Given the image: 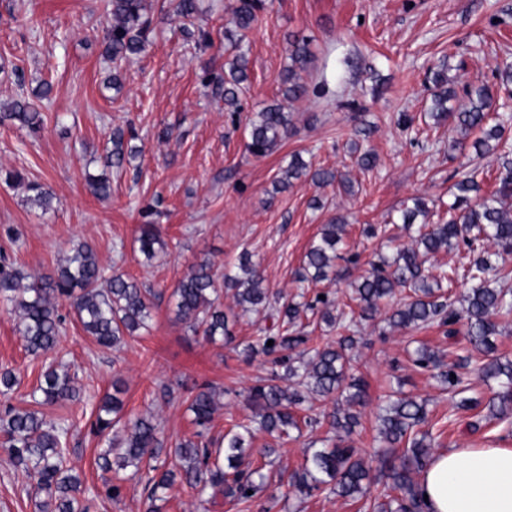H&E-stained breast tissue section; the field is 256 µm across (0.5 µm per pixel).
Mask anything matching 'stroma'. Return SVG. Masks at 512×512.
Segmentation results:
<instances>
[{
  "mask_svg": "<svg viewBox=\"0 0 512 512\" xmlns=\"http://www.w3.org/2000/svg\"><path fill=\"white\" fill-rule=\"evenodd\" d=\"M231 2L200 0L191 29L208 33L205 45L187 38L178 24L159 23L146 51L123 65L117 92L104 86L112 69L103 55L104 0H0V104L40 84L51 87L41 102L38 133L0 124V262L35 274L56 267L74 244L86 241L106 272L125 274L154 292L146 328L120 348L96 346L73 316L62 327L55 359L75 375L80 398L42 411L79 426L65 461L85 483L86 512L145 509L143 487L133 481L123 483L118 499L99 496L96 459L105 442L90 434L89 425L113 382L122 385L125 413L153 417L164 447L171 448L197 430L188 409L194 388L209 384L221 391V406L207 430L219 438L247 421L245 394L270 375L265 356L243 352L270 321L263 312L241 313L232 290L220 291L228 316L225 338L205 341L177 318L171 292L193 263L208 258L218 274H231L247 253L265 286L283 299L302 291L310 299L325 294L347 302L351 282L365 273L387 237L409 244L408 233L390 225L391 215L416 196L434 214L454 200L455 175L467 159L449 150L451 128L434 126L427 116L433 71L447 65L456 106H469V90L486 85L494 109L512 115L498 73L512 64V0H267L243 42L250 71L237 112L227 111L205 84L222 70ZM292 35L310 44L312 62L302 74L307 92L287 104L293 119L287 139L271 154L255 156L246 149L247 126L256 112L282 101L280 75L289 64ZM127 124L141 153L112 174L111 197L99 199L86 176L102 173L112 129ZM364 124L373 129L365 146L376 155L369 170L357 165L354 150L355 130ZM295 154L313 167L345 173L351 192L298 181L274 193ZM15 170L23 182L6 183ZM30 181L51 194L49 210L29 201ZM315 199L322 209H312ZM338 213L348 221L341 278L300 290L304 255L321 225ZM144 224L158 225L165 243L151 260L136 242ZM369 225L377 236L364 235ZM390 307L383 302L375 319L359 326L362 341L352 352V372L368 392L358 409L357 447H378V406L393 395L427 400L434 450L512 448V418H493L487 408L498 395V381L474 379L472 395L480 407L456 408L432 371L418 368L412 358L424 344L451 362L464 354L463 344L449 343L436 326L390 330ZM45 364L26 351L17 316L0 303V370L11 369L19 379L13 392L0 396V413L9 406L32 407ZM327 431L323 425L277 442L255 432L252 461H260L270 445L277 460L250 508L220 494L203 502L177 485L163 512H367L364 501L326 491L302 499L290 485L308 448ZM35 500L24 470L0 450V512H37Z\"/></svg>",
  "mask_w": 512,
  "mask_h": 512,
  "instance_id": "obj_1",
  "label": "stroma"
}]
</instances>
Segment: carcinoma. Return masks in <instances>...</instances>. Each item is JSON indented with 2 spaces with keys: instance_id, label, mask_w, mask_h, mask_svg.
I'll use <instances>...</instances> for the list:
<instances>
[{
  "instance_id": "obj_1",
  "label": "carcinoma",
  "mask_w": 512,
  "mask_h": 512,
  "mask_svg": "<svg viewBox=\"0 0 512 512\" xmlns=\"http://www.w3.org/2000/svg\"><path fill=\"white\" fill-rule=\"evenodd\" d=\"M172 12L167 17L190 20L198 10V0H170ZM266 0H236L230 10L224 31L228 45L224 47V74L210 79L212 93L224 100V106L236 112L240 95L248 82V58L243 51L245 32L257 21ZM105 14L109 33L104 55L112 61V85L121 84L122 63L145 50L152 31V0H106ZM311 63V51L306 38L290 39L289 64L281 75L283 97L287 101L301 98L306 88L299 72ZM435 87L428 108L429 118L437 126L450 123L464 132L479 130L482 136L468 144L454 140L453 150L472 149L474 166L454 184V201L448 206V219L429 224V208L421 198L412 199L399 215L401 223L415 227L409 246L396 248L395 256L367 261L368 269L352 284L353 300L358 315L348 317L338 310L336 302L316 299L321 305L320 319L332 330L342 334L334 342L308 346L311 337L297 332L301 314L311 305L284 301L272 307L268 288L253 264L244 254L239 259V273L224 276L225 286L234 289L237 306L244 311L274 308L277 330L247 344L248 355L276 356L271 378L252 386L247 395L253 410L252 422L274 437L289 435V430H301V425L313 426L318 420L310 415L299 419L295 409L313 401L336 400V410L326 415L330 432L338 442L316 448L308 453L300 469L291 476L296 492L310 495L315 491L330 493L353 500L366 497L373 481L372 463L391 481L397 495L373 505L374 512H423L417 476L427 465L432 447V435L420 430L428 419L427 402L414 398L387 399L380 406V447L370 455L353 445L352 435L358 425V413L351 411L367 400L365 383L360 377L347 378V352L357 343L352 335L357 321L375 318L381 302L398 299L386 318L396 329L426 328L435 323L448 327V338L455 339L453 325L465 322L463 339L477 352L475 359L465 357L458 363L445 364L440 356L423 347L416 352L414 363L424 369H439L440 382L448 393L460 394L468 389L469 379L462 369L476 363V371L484 378L500 380L502 391L498 402L488 404L491 416L506 420L512 414V360L495 356L491 337L499 335L498 321L512 318V295L491 286L492 281L512 275V208L504 199L512 197V144L504 138V119L491 121L487 109L493 97L491 89L480 86L474 90L476 102L466 110H457L450 102L457 92L448 85L444 70L433 72ZM16 121L37 130L43 118L34 103L22 94L5 106H0V123ZM290 113L280 104L270 105L255 113L250 121L247 150L264 156L272 152L291 130ZM112 149L104 157V167L120 169L132 155L133 147L125 141V130L117 127L110 138ZM496 155V188L483 189V169L480 161ZM306 178L317 185L345 184L341 173L332 168H312L294 154L275 183L280 192L292 185V180ZM92 193L101 199L111 195L109 177L102 173L89 175ZM29 200L42 209L51 207L52 197L42 184L27 183ZM347 232L345 217L338 214L321 226L318 237L305 255L301 281L320 282L337 277L336 261L343 259L338 252ZM139 250L151 258L163 240L155 224H145L138 238ZM492 243L494 250L485 247ZM464 247L467 261L462 269L452 268L438 275L426 274L425 258L442 249ZM468 283L461 307L439 293L441 281L453 284L458 276ZM149 291L121 274L104 276L94 247L88 242L74 246L63 261L48 273L28 274L18 268L0 266V299L19 312L21 336L28 353L38 356L55 350L60 339L63 317L59 306L67 305L98 346L113 348L146 326L151 315ZM176 315L188 324L195 335L214 341L228 334L224 310L216 304L218 288L214 264L204 259L191 266L188 274L171 293ZM273 345H267L268 341ZM283 372H278V368ZM122 392L105 394L96 405L94 432L105 439L107 447L98 455L100 469L108 474L103 480L105 498L120 496L121 483L135 480L147 490L146 512H160V503L167 501L168 492L177 483L203 495L206 489L218 491L233 501L251 500L247 491L264 485L269 459L259 466L247 460L252 429L248 424H236L224 434L222 442L203 441L198 432L169 449L176 463L169 467L161 459L162 443L158 426L150 417L123 413ZM33 394L37 405L76 401L80 392L75 376L60 365H49L40 374ZM218 409L216 392L209 385L192 394L189 410L198 426L209 423ZM69 429L46 420L37 409L10 408L0 416V444L10 460L31 472L36 480L38 512H85L82 500L86 488L79 475L64 466V445Z\"/></svg>"
}]
</instances>
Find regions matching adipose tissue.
Segmentation results:
<instances>
[{
    "mask_svg": "<svg viewBox=\"0 0 512 512\" xmlns=\"http://www.w3.org/2000/svg\"><path fill=\"white\" fill-rule=\"evenodd\" d=\"M428 512H512V448H451L419 478Z\"/></svg>",
    "mask_w": 512,
    "mask_h": 512,
    "instance_id": "obj_1",
    "label": "adipose tissue"
}]
</instances>
